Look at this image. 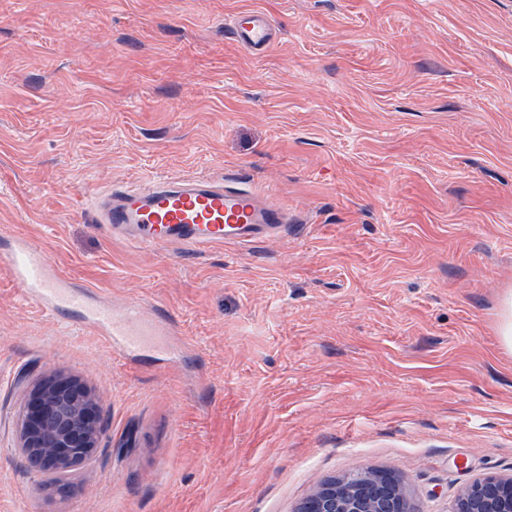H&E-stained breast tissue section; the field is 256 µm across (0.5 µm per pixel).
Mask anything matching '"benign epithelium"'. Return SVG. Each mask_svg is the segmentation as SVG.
I'll list each match as a JSON object with an SVG mask.
<instances>
[{
    "label": "benign epithelium",
    "instance_id": "7a95c632",
    "mask_svg": "<svg viewBox=\"0 0 512 512\" xmlns=\"http://www.w3.org/2000/svg\"><path fill=\"white\" fill-rule=\"evenodd\" d=\"M21 447L36 467L67 469L91 457L99 437L95 405L67 380L33 388L19 413ZM299 512H418L400 481L359 467L322 483ZM451 512H512V476H488L463 486Z\"/></svg>",
    "mask_w": 512,
    "mask_h": 512
}]
</instances>
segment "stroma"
Instances as JSON below:
<instances>
[{"label": "stroma", "instance_id": "obj_1", "mask_svg": "<svg viewBox=\"0 0 512 512\" xmlns=\"http://www.w3.org/2000/svg\"><path fill=\"white\" fill-rule=\"evenodd\" d=\"M279 31L253 55L230 16ZM238 173L286 235L139 250L91 196ZM27 238L190 346L113 356L0 273V512H298L358 465L420 512L512 475V0H0V248ZM97 403L68 483L22 467L46 379ZM497 336L501 347L512 351V292L507 293L501 300Z\"/></svg>", "mask_w": 512, "mask_h": 512}]
</instances>
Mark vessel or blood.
Listing matches in <instances>:
<instances>
[{
  "mask_svg": "<svg viewBox=\"0 0 512 512\" xmlns=\"http://www.w3.org/2000/svg\"><path fill=\"white\" fill-rule=\"evenodd\" d=\"M235 41L259 55L274 42L277 29L258 10H241L229 21ZM98 223L113 235L145 251L163 247L203 251L224 244H247L280 235L291 219L287 210L268 201L263 190L235 177L160 180L144 188H115L95 203ZM0 271L17 284L22 298L53 315L60 308L81 310L86 326L104 337L118 355L153 345L176 356L163 337L161 322L149 321L138 308L114 313L72 288L31 242L15 241L0 251Z\"/></svg>",
  "mask_w": 512,
  "mask_h": 512,
  "instance_id": "b4317fda",
  "label": "vessel or blood"
}]
</instances>
